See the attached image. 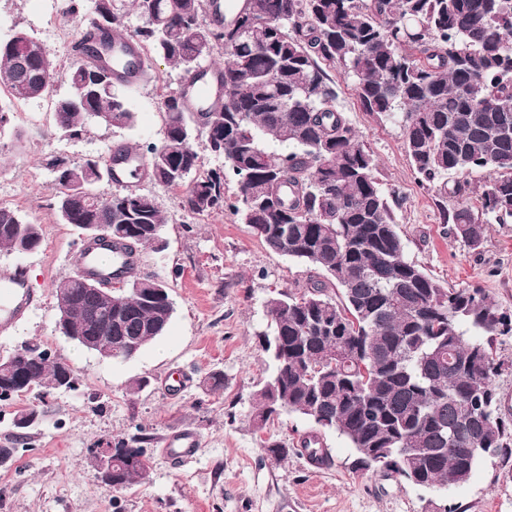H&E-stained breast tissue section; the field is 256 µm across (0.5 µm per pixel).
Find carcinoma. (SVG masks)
<instances>
[{
	"label": "carcinoma",
	"instance_id": "carcinoma-1",
	"mask_svg": "<svg viewBox=\"0 0 512 512\" xmlns=\"http://www.w3.org/2000/svg\"><path fill=\"white\" fill-rule=\"evenodd\" d=\"M210 0H150L139 11L135 37L143 44L142 73L164 61L184 74L217 47L226 101L207 112L185 111L181 92L161 101L160 141L137 146L153 161V180L181 189L194 215L229 209L272 252L314 270L322 279L301 294L277 292L266 302L271 333L264 348L273 362L255 394V418L265 425L282 411L299 413L345 436L363 456L382 453L385 469L408 484L447 490L466 483L489 454L512 456V432L499 413L494 387L501 370L495 337L509 318L473 286L445 288L404 254L393 203L375 176L373 153L336 105L322 64L352 78L366 112L399 115L413 170L432 187L448 174H477L476 202L462 185L442 209L454 237L478 248L485 225L512 219V0H253L228 23L207 21ZM89 27L95 44L112 46L122 20L112 0H95ZM93 44V45H95ZM86 47L87 60L64 74L69 92L55 103L57 129L76 135L95 120L125 128L134 120L115 92L112 56ZM39 50L20 71L19 55L0 41V92L36 101ZM224 157V169L197 174L194 133ZM268 137L287 146L274 156ZM104 168L87 159L56 166L61 223L125 229L136 245L153 246L163 224L154 197L96 192ZM239 194L224 196V181ZM41 228L0 207V250H36ZM126 292V336L142 345L166 310L158 300ZM79 296L96 302L83 279L57 294L58 308ZM119 333L101 332L92 352L118 357ZM28 342L15 350L23 385L50 389L63 368ZM140 433L119 441L108 486L123 490L147 476L151 462Z\"/></svg>",
	"mask_w": 512,
	"mask_h": 512
}]
</instances>
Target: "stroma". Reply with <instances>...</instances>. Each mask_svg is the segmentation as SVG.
Returning a JSON list of instances; mask_svg holds the SVG:
<instances>
[{
	"mask_svg": "<svg viewBox=\"0 0 512 512\" xmlns=\"http://www.w3.org/2000/svg\"><path fill=\"white\" fill-rule=\"evenodd\" d=\"M66 3L0 0V38L28 33L58 71L39 102L13 103L0 95V104L11 108L9 124L0 128V206L40 224L42 234L32 253L0 250V269L22 268L44 296L41 307L0 333V357L37 342L66 358L79 377L78 390L50 397L28 447L15 448L8 419L36 405V393L0 406V448L15 450L0 463V512H424L430 502L458 512H512V457L485 458L465 484L434 491L358 469L348 440L334 432L321 438L328 465L314 469L299 451L314 426L297 414L255 427L254 394L271 373L263 349L266 301L278 291H303L315 275L270 252L232 211L194 215L180 191L145 182L141 191L155 198L164 223L161 246L139 252L141 273L169 288L175 312L166 333L129 360L86 352L62 336L55 287L76 273L81 238L76 227L59 221L53 165L73 166L116 147L159 141L166 122L160 99L181 86L180 71L157 62L151 80L124 92L135 115L132 126L92 124L78 136L59 131L54 104L68 91L62 73L71 63L69 45L85 28L93 0H76L73 14ZM326 72L338 109L377 160L382 190L404 199L395 217L406 258L444 287L482 288L512 317V220L490 225L474 250L451 235L441 210L455 200L420 184L398 118L364 111L351 78L333 66ZM494 356L503 364L494 382L500 413L512 423V333L497 337ZM178 374L185 382L174 392L170 384ZM214 374L223 377V388H211ZM183 428L195 430L202 447L193 459L176 463L164 455L163 441ZM141 432L152 437L147 478L119 491L102 484L94 449ZM271 442L286 446L287 457L272 455Z\"/></svg>",
	"mask_w": 512,
	"mask_h": 512,
	"instance_id": "obj_1",
	"label": "stroma"
}]
</instances>
